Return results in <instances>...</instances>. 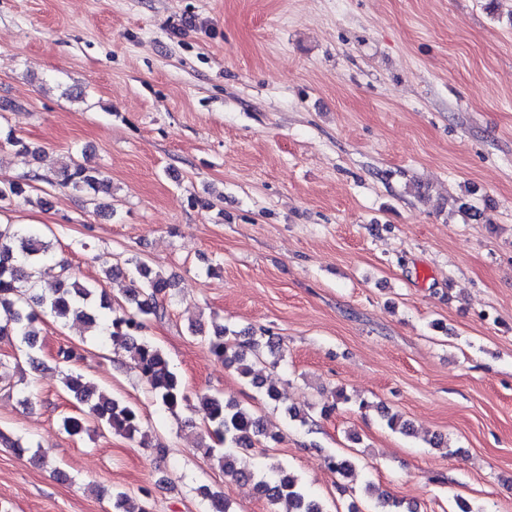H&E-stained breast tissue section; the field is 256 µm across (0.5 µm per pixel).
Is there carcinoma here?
<instances>
[{
    "label": "carcinoma",
    "mask_w": 512,
    "mask_h": 512,
    "mask_svg": "<svg viewBox=\"0 0 512 512\" xmlns=\"http://www.w3.org/2000/svg\"><path fill=\"white\" fill-rule=\"evenodd\" d=\"M6 144L22 154L39 159L43 150L33 147L12 134ZM59 185L92 202L112 192V181L105 173L87 164L74 161L57 176ZM30 201L25 184L0 183V211L17 199ZM54 260L52 244L42 236L15 224H0V336L14 337L27 349L33 369L41 367L37 357L38 331L36 323L47 312L60 322L76 318L100 329L102 340L118 345L130 353L141 378L146 382L153 399L174 414L189 403L181 381L170 369L163 352L146 336L150 317L160 316L158 298L172 287L169 278L154 271L144 262L127 260L128 272L103 258L108 278L128 275L126 305L118 307L105 289L72 282L66 265L61 263L58 287L51 294L39 292L37 278L40 269ZM208 353L234 368L256 387L262 383L254 376V366L267 357L279 355L280 339L266 333L251 331L240 340L230 335L222 324H214L212 334L202 340ZM84 349L64 348L59 351L62 362L69 365L63 377L67 394L75 401L79 413L63 417L64 430L71 436H80L88 424L96 421L129 439L145 437L139 410L128 403L105 394L95 395L83 381L82 374L72 365L84 358ZM195 410L202 415L205 427L222 443L223 450L207 449L208 455L224 471V476L235 481L254 482L257 491L273 506L285 505V512H327L323 503L314 497L298 476L280 463H272L258 476L246 467L238 466L241 452L247 451L269 438L261 419L236 401L219 394L196 396ZM325 464L329 471L347 476L352 468L349 459L328 455ZM198 491L207 502L206 512H232L221 491L201 486ZM376 512H403V502L387 494H379Z\"/></svg>",
    "instance_id": "obj_1"
}]
</instances>
